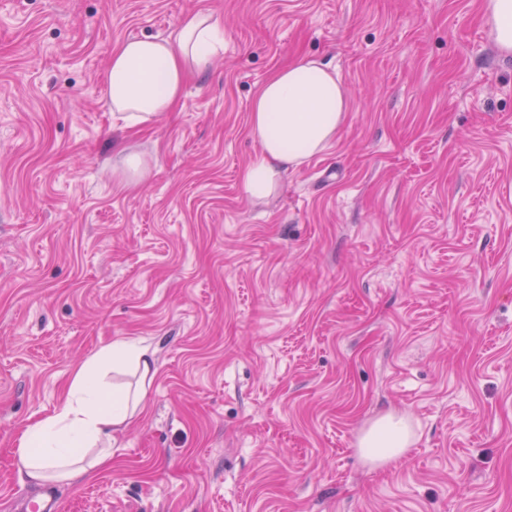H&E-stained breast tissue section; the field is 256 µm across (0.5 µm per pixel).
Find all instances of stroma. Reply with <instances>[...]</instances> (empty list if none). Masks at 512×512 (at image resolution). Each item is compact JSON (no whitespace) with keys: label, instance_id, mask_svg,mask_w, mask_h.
<instances>
[{"label":"stroma","instance_id":"35a3bbf8","mask_svg":"<svg viewBox=\"0 0 512 512\" xmlns=\"http://www.w3.org/2000/svg\"><path fill=\"white\" fill-rule=\"evenodd\" d=\"M483 2L0 0V512L40 491L19 435L121 340L155 352L146 410L58 512H512V55ZM199 11L223 53L123 129L113 49ZM301 55L346 119L254 201L252 99ZM391 411L416 439L376 469ZM415 441L410 421L403 415L387 414L378 419L360 438L363 457L376 467L400 458Z\"/></svg>","mask_w":512,"mask_h":512}]
</instances>
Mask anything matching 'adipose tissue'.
I'll return each instance as SVG.
<instances>
[{"instance_id":"ef3b65f1","label":"adipose tissue","mask_w":512,"mask_h":512,"mask_svg":"<svg viewBox=\"0 0 512 512\" xmlns=\"http://www.w3.org/2000/svg\"><path fill=\"white\" fill-rule=\"evenodd\" d=\"M224 47V31L207 12L188 16L166 38H134L112 53L104 87L114 116L124 126L152 122L179 101L187 69L204 72ZM347 112L346 94L331 65L301 57L272 72L256 91L249 132L261 150L240 172L244 193L269 197L282 172L298 168L335 140ZM131 365L135 390L107 388L106 364ZM155 374L154 354L116 341L78 364L59 411L25 428L15 454L30 480L43 484L92 480L112 461V434L145 410L146 384ZM415 441L410 421L387 414L360 438L363 457L385 466Z\"/></svg>"}]
</instances>
